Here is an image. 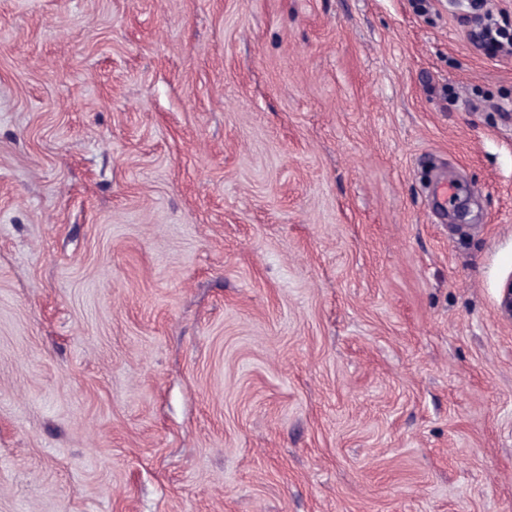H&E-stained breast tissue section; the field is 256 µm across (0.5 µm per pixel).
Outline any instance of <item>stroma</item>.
<instances>
[{"label":"stroma","instance_id":"stroma-1","mask_svg":"<svg viewBox=\"0 0 512 512\" xmlns=\"http://www.w3.org/2000/svg\"><path fill=\"white\" fill-rule=\"evenodd\" d=\"M425 4L0 0V512H512V54Z\"/></svg>","mask_w":512,"mask_h":512}]
</instances>
